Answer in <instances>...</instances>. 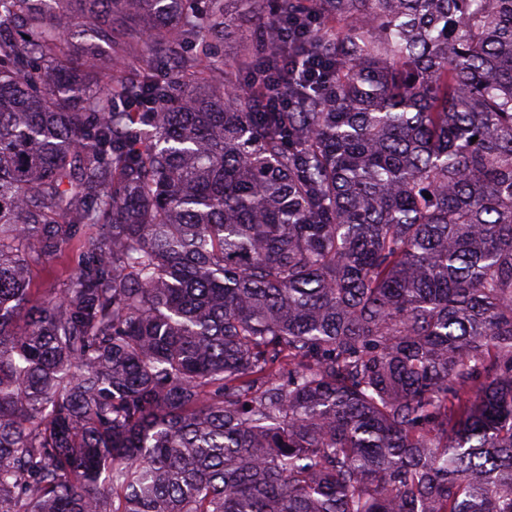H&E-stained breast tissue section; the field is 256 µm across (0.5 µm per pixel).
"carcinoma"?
<instances>
[{"label": "carcinoma", "instance_id": "1", "mask_svg": "<svg viewBox=\"0 0 512 512\" xmlns=\"http://www.w3.org/2000/svg\"><path fill=\"white\" fill-rule=\"evenodd\" d=\"M261 2L0 0V512H512V0ZM246 24L249 27L246 25L244 26V32L241 40L232 39L224 44V73L220 74V80L222 83L230 80L239 81V72L236 63L242 52L247 51V41L249 40L250 35L253 34L250 27H258L254 20H250ZM97 45L96 60H105L107 56H112V77L117 74H132L140 72L161 73V79L169 77L173 72L174 64L167 57H153L147 60L140 49V44L127 45L120 47L112 39L106 40L98 38L94 40ZM117 59V60H114ZM267 87H273L275 90V93L272 96L267 97L268 107L277 110H288L286 109L288 87L260 67L253 86V93H256L259 89ZM83 243H73L55 256L31 266V288L35 298L46 296L60 288L63 279L81 262L85 254Z\"/></svg>", "mask_w": 512, "mask_h": 512}]
</instances>
